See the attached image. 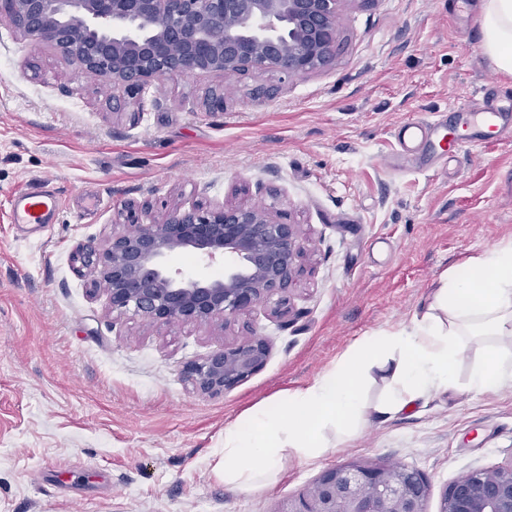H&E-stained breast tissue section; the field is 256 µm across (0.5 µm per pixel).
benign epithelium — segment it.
Wrapping results in <instances>:
<instances>
[{
    "mask_svg": "<svg viewBox=\"0 0 512 512\" xmlns=\"http://www.w3.org/2000/svg\"><path fill=\"white\" fill-rule=\"evenodd\" d=\"M344 0H0L19 34L78 64L131 99L156 80L271 71L303 77L331 67ZM73 254L91 291L107 285L112 311L158 326H199L274 301L289 319L290 286L303 272L309 240L297 224L246 202L177 206ZM192 252L224 277L186 278L168 264ZM271 347L253 329L185 367L208 395L226 394L266 364ZM428 482L417 470L361 464L326 470L279 512H424ZM440 512H512V466L476 469L448 485Z\"/></svg>",
    "mask_w": 512,
    "mask_h": 512,
    "instance_id": "obj_1",
    "label": "benign epithelium"
}]
</instances>
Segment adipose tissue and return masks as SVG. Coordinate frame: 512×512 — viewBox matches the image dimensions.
Instances as JSON below:
<instances>
[{"label": "adipose tissue", "instance_id": "adipose-tissue-1", "mask_svg": "<svg viewBox=\"0 0 512 512\" xmlns=\"http://www.w3.org/2000/svg\"><path fill=\"white\" fill-rule=\"evenodd\" d=\"M481 49L512 76V0H481ZM484 358L469 379L477 393L512 386V241L500 242L441 278L427 311L410 326L366 340L306 388L261 404L224 429L218 471L227 486L260 491L285 461L314 460L354 441L373 415L392 418L448 392L471 349ZM381 379L384 397L364 386ZM334 438H327V429Z\"/></svg>", "mask_w": 512, "mask_h": 512}]
</instances>
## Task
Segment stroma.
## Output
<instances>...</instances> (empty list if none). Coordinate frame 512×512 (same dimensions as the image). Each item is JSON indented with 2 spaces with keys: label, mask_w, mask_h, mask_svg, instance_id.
Listing matches in <instances>:
<instances>
[{
  "label": "stroma",
  "mask_w": 512,
  "mask_h": 512,
  "mask_svg": "<svg viewBox=\"0 0 512 512\" xmlns=\"http://www.w3.org/2000/svg\"><path fill=\"white\" fill-rule=\"evenodd\" d=\"M477 17L478 0H468ZM452 0H344L332 67L202 74L153 82L112 110V91L0 20V512H278L329 468L419 470L425 512L477 468L512 465V389L457 388L305 463L259 492L213 471L224 428L303 388L368 337L422 314L442 275L512 239V138L420 175H398L394 127L478 105L512 76L481 51L482 29ZM224 109L208 111L212 89ZM47 188L39 231L13 200ZM245 200L310 240L290 324L271 303L227 324L155 326L112 312L71 256L119 232L125 204L146 223L180 205ZM255 327L261 371L208 396L187 364Z\"/></svg>",
  "instance_id": "35a3bbf8"
}]
</instances>
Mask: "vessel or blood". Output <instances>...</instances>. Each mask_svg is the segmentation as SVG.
<instances>
[{"label":"vessel or blood","instance_id":"vessel-or-blood-1","mask_svg":"<svg viewBox=\"0 0 512 512\" xmlns=\"http://www.w3.org/2000/svg\"><path fill=\"white\" fill-rule=\"evenodd\" d=\"M469 125L470 134L458 137L447 134L448 120L441 112L401 122L393 131L400 150L388 159V167L423 174L446 158L460 160L469 156L474 148L487 145L488 133L511 138L512 94L508 95L506 105L472 109ZM56 207V198L50 191L39 189L22 193L16 204L15 221L33 226L44 224Z\"/></svg>","mask_w":512,"mask_h":512}]
</instances>
